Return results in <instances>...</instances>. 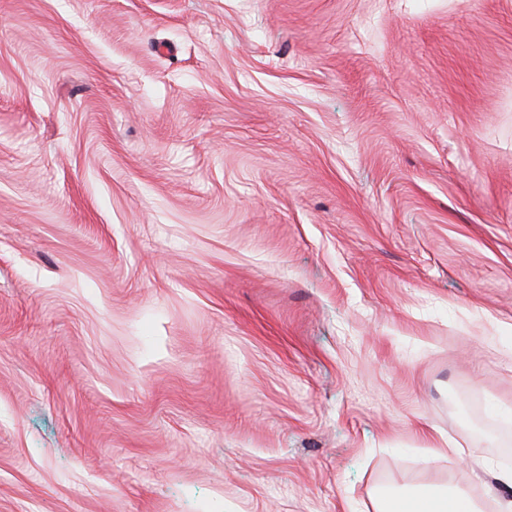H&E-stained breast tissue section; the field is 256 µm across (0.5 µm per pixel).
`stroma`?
<instances>
[{"instance_id":"obj_1","label":"stroma","mask_w":512,"mask_h":512,"mask_svg":"<svg viewBox=\"0 0 512 512\" xmlns=\"http://www.w3.org/2000/svg\"><path fill=\"white\" fill-rule=\"evenodd\" d=\"M509 432L512 0H0V512L485 504ZM379 512H479L476 502L461 491L440 485H428L399 494L392 503L386 501Z\"/></svg>"}]
</instances>
